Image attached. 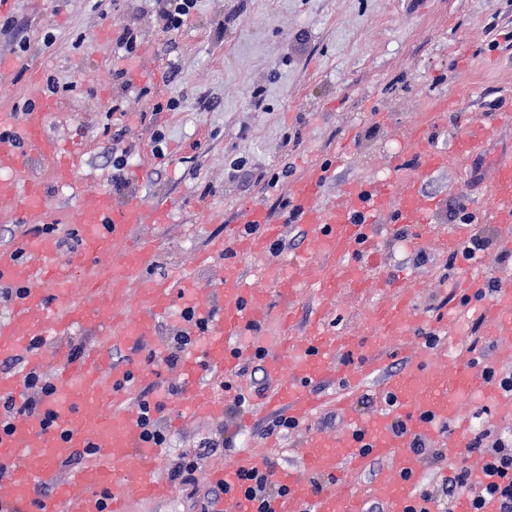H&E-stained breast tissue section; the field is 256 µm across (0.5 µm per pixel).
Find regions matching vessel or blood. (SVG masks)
<instances>
[{
    "mask_svg": "<svg viewBox=\"0 0 512 512\" xmlns=\"http://www.w3.org/2000/svg\"><path fill=\"white\" fill-rule=\"evenodd\" d=\"M57 108L56 100L45 99L27 111L23 136L28 151H19L13 140L0 138V201L9 205L15 220L43 211L46 202L43 179H31L22 191L11 178L12 172L26 167L29 152L52 160L50 176L61 185L72 182L83 155L76 145L60 153L57 143L47 135L44 115ZM488 133L484 124H474L467 137L455 141L454 151L449 154L432 147L428 128H420L413 143L420 173L428 175L446 168L449 155L469 156L487 140ZM328 176V171H320L290 189L292 206L307 232L300 257L278 276L284 300L281 314L288 330L294 320L293 299L305 285V257L325 255L330 259L317 273L319 297H328L339 285L366 292L371 283L354 256L361 248L370 247L372 229L381 227L389 214L401 224H425L437 208L436 199L422 198L410 189L397 196L389 180L371 178L351 183L345 198L323 207L318 197ZM491 198L498 224L512 226L511 158L497 165ZM170 211L167 203L148 204L136 197L116 206L103 192L97 194L92 205L71 209L69 223L80 235L81 259L88 264L87 281L96 293L90 303H70L66 313L58 317L53 316L51 305L53 300L67 299L70 272L53 263L57 239L38 235L23 239L19 248L0 249V285L23 288L12 317L0 323V355L24 356L25 371L53 368L57 388L45 401L51 412L50 424L36 417L18 416L8 432H0V484L6 488L8 512H128L133 502L167 495L165 484L154 477L164 452L144 439L137 415L125 407L131 388L147 384L152 369L114 361L109 349L99 344L88 347L81 359H61L59 350L39 342L47 329H54L59 336L76 329H89L98 336L120 335L159 357L163 349L155 340L157 319L168 314L174 292H181L195 318L209 325L200 345L183 354L187 402L181 417H223L224 402L201 378L200 371L235 370L240 351L234 347V340L249 335L269 310L267 296L256 285L265 272L260 269L249 276L238 264L228 261L220 287L205 290L186 277L164 278L146 284L137 302H130L126 288L153 265L158 244L149 240L112 259L104 250L112 241L127 239L133 225L149 220L166 222ZM280 236V223L254 207L240 223L231 225L212 250L225 256L259 254ZM21 249L29 253V262L18 260ZM386 285L394 289L395 298L371 312L368 338L331 336L325 329V314L320 311L306 340L288 333L267 346L266 372L274 385L261 399L260 414L304 422L321 404L311 389L313 383L338 381L342 391L337 404L344 407L364 381L381 374L382 349L398 347L400 338L408 335L414 309L413 298L399 288L398 276H390ZM459 286L488 333L495 340L511 341L512 276L501 277L500 287L490 300L484 297L486 280L482 275H469ZM344 351L359 354L357 369H341L337 356ZM383 389L387 405L367 417L351 416L343 434H315L303 439L301 464L306 478L288 469H270L273 482L285 487L287 493L270 500L269 512H363L351 482L318 492L310 478L333 472L340 465L358 473L378 457L398 461L396 474L375 487L387 512H437L434 502L421 497L417 482L421 461L409 448V438L431 439L447 431V451L454 458L466 447L468 438L467 422L459 412L462 399L479 398L493 404L499 414L512 415V391L489 387L474 358L462 353L451 355L438 370L429 367L426 351H417L406 358L399 372L385 378ZM399 418L406 421L402 434L393 429ZM77 448L91 449L93 461L67 477H59L60 465ZM267 464L266 457L244 449L215 470V482L231 489L224 497L225 512H254L253 503L233 493L232 488L240 472L268 469Z\"/></svg>",
    "mask_w": 512,
    "mask_h": 512,
    "instance_id": "obj_1",
    "label": "vessel or blood"
}]
</instances>
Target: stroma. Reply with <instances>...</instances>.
Instances as JSON below:
<instances>
[{"label": "stroma", "mask_w": 512, "mask_h": 512, "mask_svg": "<svg viewBox=\"0 0 512 512\" xmlns=\"http://www.w3.org/2000/svg\"><path fill=\"white\" fill-rule=\"evenodd\" d=\"M158 0H0V113L5 127L19 131L26 111L52 96L61 111L48 113L45 128L58 143L79 141L85 153L72 185L47 184V203L56 211L105 191L114 203L137 196L145 202L168 200L169 222L136 225L131 236L159 243L155 264L140 281L175 273L211 288L224 275V259L207 266L199 257L222 239L224 226L252 207L282 217L291 185L316 166L332 168L319 202L339 199L349 183L368 177L392 179L398 189L415 185L436 197L439 207L422 231L420 245L392 234L380 244L381 261H363L365 277L375 287L356 293L340 285L329 300V329L359 338L368 334V316L389 298V274L403 275L415 298L418 319L400 348L384 351L386 373L397 372L413 350L428 348L432 365L447 356L474 350L481 365L512 370V342H499L475 328L452 286L468 265L450 258L445 239L454 211L464 208L472 237L485 240L477 252L486 277L512 273V246L498 241L489 208L497 160L512 156V126L496 124L512 111V0H198L178 31L168 32ZM18 23L27 51H17L7 21ZM138 32L134 55L115 54L119 25ZM53 44H45V33ZM124 69L132 87L114 77ZM57 92H50L49 82ZM178 98L174 111L155 106ZM209 108H202V101ZM453 101L446 130L433 133L432 144L449 151L471 125L482 122L494 132L466 160L451 156L446 170L417 176L396 170L409 158L411 135L423 114ZM120 111H113V104ZM128 151L126 184L112 186V154ZM278 183H269V176ZM302 224H286L281 253L246 256L242 269L282 267L305 236ZM253 351L238 361L245 374L224 377L204 373L223 398L220 419H192L171 428L169 415L186 403L184 394L167 395L181 386L180 367L157 363L155 386L139 387L126 403L140 410L141 400H164L157 420L167 434L166 457L157 472L168 486L163 500L132 506L131 512H201L214 489L212 472L236 451L248 448L275 466L301 467L300 442L310 433L341 432L346 424L333 400L335 384L318 386L324 400L314 418L291 430L260 420L238 428L232 407L244 395L254 410L266 371H252ZM211 438L210 451L194 485L173 481L171 471L182 455L196 452ZM232 447H224V439ZM392 460H374L370 469L348 475L344 469L318 476L328 488L349 478L365 506L378 505L374 487L393 476Z\"/></svg>", "instance_id": "1"}]
</instances>
